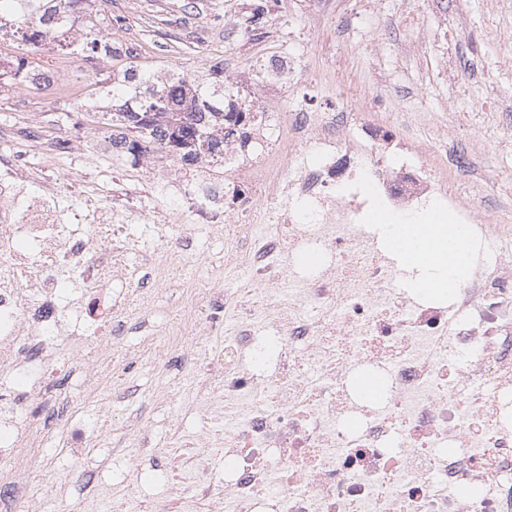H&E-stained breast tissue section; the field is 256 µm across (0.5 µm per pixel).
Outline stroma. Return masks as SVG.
<instances>
[{
    "instance_id": "obj_1",
    "label": "stroma",
    "mask_w": 512,
    "mask_h": 512,
    "mask_svg": "<svg viewBox=\"0 0 512 512\" xmlns=\"http://www.w3.org/2000/svg\"><path fill=\"white\" fill-rule=\"evenodd\" d=\"M248 0H104L103 25L121 31L139 64L164 77L183 74L213 83L211 61H220L219 79L239 90L252 89L255 66L280 53L300 57L308 73H328L330 95L286 76L265 82L262 92L294 109L304 103L342 107L377 95L394 112H445L461 137L481 140L472 168L457 175L471 188L475 206L512 203V154L500 152V139L512 137V5L507 0H461L460 7L443 0H322L313 14L308 0H267V24L249 29ZM211 52L200 56L199 39ZM64 131L77 133L92 165L107 183L123 180L128 162L100 149L103 128L98 116L76 112ZM495 174L488 182L487 174ZM125 383L140 390L137 402L123 403L111 414L109 388L100 385L79 401L102 412L101 428L119 429L123 414H140L161 433L167 422L163 408L150 406L161 381L148 367L128 365ZM40 466L81 482L84 469L112 482V439L85 451L83 468L72 467L67 455H41Z\"/></svg>"
}]
</instances>
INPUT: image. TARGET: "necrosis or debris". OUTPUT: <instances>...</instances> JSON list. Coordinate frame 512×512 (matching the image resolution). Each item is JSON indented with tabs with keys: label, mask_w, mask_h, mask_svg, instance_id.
<instances>
[{
	"label": "necrosis or debris",
	"mask_w": 512,
	"mask_h": 512,
	"mask_svg": "<svg viewBox=\"0 0 512 512\" xmlns=\"http://www.w3.org/2000/svg\"><path fill=\"white\" fill-rule=\"evenodd\" d=\"M0 76L1 108L13 88L68 97L54 70L0 55ZM224 109L260 147L225 146L223 209L197 192L212 162H182L181 204L150 224L151 172L167 156L142 158L124 197L103 202L93 183L75 206L56 181L27 188L12 146L33 119L0 127V398L24 383L41 402L0 410V512H41L33 485L64 484L32 449L62 446L77 464L99 446L94 420L73 424L69 391L94 392L108 365L113 402L135 397L120 381L129 339L156 333L148 316L174 279V341L147 353L191 380L183 405L199 427L173 422L159 447L128 418L112 476L129 482L149 460L158 490L138 512H512V254L498 244L512 209L475 210L448 178L479 141L431 154L409 113L288 110L252 92ZM377 207L404 221L440 207L466 225L473 262L451 297L405 288L367 221ZM200 230L224 246L222 271L203 279L188 273ZM311 249L325 261L306 271L297 259ZM66 281L78 295L64 331ZM364 377L383 392L364 395Z\"/></svg>",
	"instance_id": "obj_1"
}]
</instances>
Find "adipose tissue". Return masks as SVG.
I'll list each match as a JSON object with an SVG mask.
<instances>
[{
    "label": "adipose tissue",
    "instance_id": "ef3b65f1",
    "mask_svg": "<svg viewBox=\"0 0 512 512\" xmlns=\"http://www.w3.org/2000/svg\"><path fill=\"white\" fill-rule=\"evenodd\" d=\"M382 230L404 265L422 268L423 274L415 283L417 290L432 293L454 288L456 276L466 263L465 225L386 222Z\"/></svg>",
    "mask_w": 512,
    "mask_h": 512
}]
</instances>
